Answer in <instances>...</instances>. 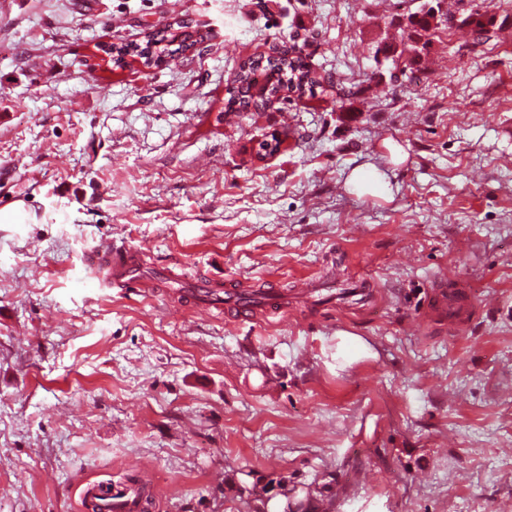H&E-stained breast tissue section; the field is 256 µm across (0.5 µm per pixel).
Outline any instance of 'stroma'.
<instances>
[{
  "instance_id": "stroma-1",
  "label": "stroma",
  "mask_w": 512,
  "mask_h": 512,
  "mask_svg": "<svg viewBox=\"0 0 512 512\" xmlns=\"http://www.w3.org/2000/svg\"><path fill=\"white\" fill-rule=\"evenodd\" d=\"M474 1L508 25L439 26L404 74L376 49L424 0H0V512L135 478L150 512H253L278 476L333 512H512V0ZM178 21L193 54L103 52ZM292 45L353 98L227 112ZM110 245L147 250L145 295L86 276ZM186 273L292 299L217 319ZM439 282L475 301L453 332ZM243 308L239 318H260L267 314H276L283 309V296L280 291H267L266 299L260 304L241 305Z\"/></svg>"
}]
</instances>
